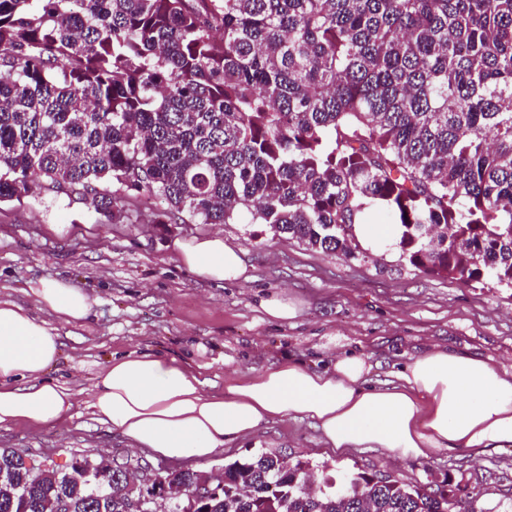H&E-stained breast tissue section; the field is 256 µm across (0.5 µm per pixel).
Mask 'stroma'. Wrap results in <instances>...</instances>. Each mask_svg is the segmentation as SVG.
I'll return each instance as SVG.
<instances>
[{
  "label": "stroma",
  "mask_w": 512,
  "mask_h": 512,
  "mask_svg": "<svg viewBox=\"0 0 512 512\" xmlns=\"http://www.w3.org/2000/svg\"><path fill=\"white\" fill-rule=\"evenodd\" d=\"M159 208L152 202L136 223L115 224L85 197L62 203L47 188L19 202H0V300L44 318L27 285L58 278L95 301L88 320L59 326L63 354L49 378L88 387L112 354L134 348L201 367L212 391L223 390L230 367L246 376L287 357L326 359L342 350L368 357L375 387L434 343L512 366L511 288L438 278L387 253L349 259L274 233L269 225L243 223L224 225V240L244 249L251 278L217 284L181 266L169 249L174 239L213 233L214 225L150 223ZM275 293L298 304L295 319L264 317L259 302ZM0 449L48 454L59 462L89 452H129L82 403L62 421L1 427ZM259 451L327 465L336 481L353 473L389 474L446 486L458 497H477L485 512L512 503V447L396 461L380 448H326L307 420L266 425L207 462L189 459L185 465L208 472Z\"/></svg>",
  "instance_id": "1"
}]
</instances>
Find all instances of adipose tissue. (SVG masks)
Segmentation results:
<instances>
[{
  "mask_svg": "<svg viewBox=\"0 0 512 512\" xmlns=\"http://www.w3.org/2000/svg\"><path fill=\"white\" fill-rule=\"evenodd\" d=\"M171 251L204 280L249 278L244 250L225 243L223 232L174 240ZM28 287L45 318L0 301V427L64 419L79 397L46 374L62 355L56 324L87 320L93 300L65 279ZM371 371L362 354L343 351L323 368L285 359L231 374L223 392L208 393L201 372L131 350L102 368L87 406L129 446L168 459L205 462L264 425L297 419L312 421L325 447L382 448L397 459L512 446V371L439 345L411 356L384 386H370Z\"/></svg>",
  "mask_w": 512,
  "mask_h": 512,
  "instance_id": "1",
  "label": "adipose tissue"
}]
</instances>
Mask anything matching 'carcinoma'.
Returning a JSON list of instances; mask_svg holds the SVG:
<instances>
[{"label":"carcinoma","instance_id":"carcinoma-1","mask_svg":"<svg viewBox=\"0 0 512 512\" xmlns=\"http://www.w3.org/2000/svg\"><path fill=\"white\" fill-rule=\"evenodd\" d=\"M47 182L114 221L250 216L362 253L381 210L401 257L512 288V0H0V201ZM0 451V512H130L89 453L41 470ZM199 477L142 512H194ZM261 451L224 465L207 512H479L389 476L326 490Z\"/></svg>","mask_w":512,"mask_h":512}]
</instances>
